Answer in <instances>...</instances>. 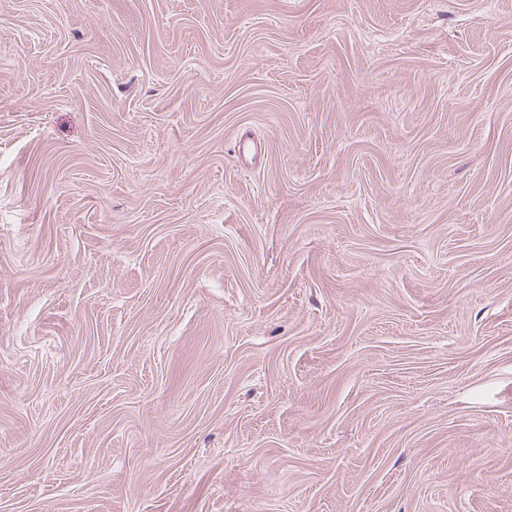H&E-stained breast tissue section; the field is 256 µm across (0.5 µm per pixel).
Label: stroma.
<instances>
[{
    "mask_svg": "<svg viewBox=\"0 0 512 512\" xmlns=\"http://www.w3.org/2000/svg\"><path fill=\"white\" fill-rule=\"evenodd\" d=\"M0 512H512V0H0Z\"/></svg>",
    "mask_w": 512,
    "mask_h": 512,
    "instance_id": "stroma-1",
    "label": "stroma"
}]
</instances>
